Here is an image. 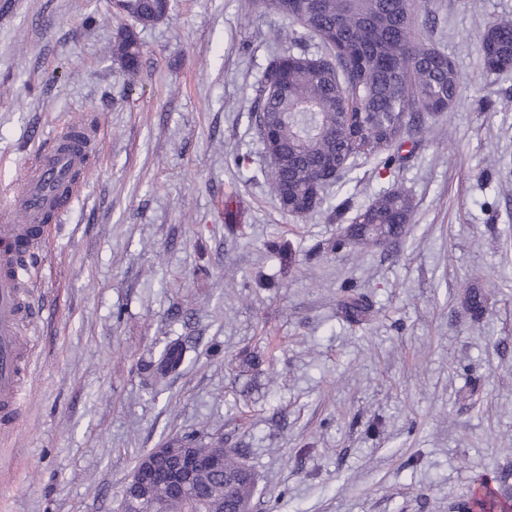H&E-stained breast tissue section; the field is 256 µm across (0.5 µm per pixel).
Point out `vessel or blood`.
<instances>
[{
    "mask_svg": "<svg viewBox=\"0 0 512 512\" xmlns=\"http://www.w3.org/2000/svg\"><path fill=\"white\" fill-rule=\"evenodd\" d=\"M95 126L64 129L39 154L21 188L0 209V420L12 423L21 394L18 290L21 257L46 245L56 219L81 189L78 175L97 144Z\"/></svg>",
    "mask_w": 512,
    "mask_h": 512,
    "instance_id": "1",
    "label": "vessel or blood"
}]
</instances>
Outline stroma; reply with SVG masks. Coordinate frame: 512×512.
Masks as SVG:
<instances>
[{
	"label": "stroma",
	"instance_id": "35a3bbf8",
	"mask_svg": "<svg viewBox=\"0 0 512 512\" xmlns=\"http://www.w3.org/2000/svg\"><path fill=\"white\" fill-rule=\"evenodd\" d=\"M417 15L461 75L458 103L391 169L360 162L293 218L255 131L258 83L289 48L262 0H170L132 26L133 77L111 0H0V203L61 128L101 130L27 259L28 396L0 428V512H118L140 455L184 435L241 454L252 512H467L478 474L512 502V71L487 74L476 40L512 0H419ZM394 186L413 200L406 234L332 249ZM179 337L183 364L151 384L144 361ZM112 56L122 65L128 75H136L139 71L142 49L133 30L122 27L112 45Z\"/></svg>",
	"mask_w": 512,
	"mask_h": 512
}]
</instances>
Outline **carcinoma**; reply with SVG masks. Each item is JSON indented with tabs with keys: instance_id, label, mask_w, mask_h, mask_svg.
<instances>
[{
	"instance_id": "obj_1",
	"label": "carcinoma",
	"mask_w": 512,
	"mask_h": 512,
	"mask_svg": "<svg viewBox=\"0 0 512 512\" xmlns=\"http://www.w3.org/2000/svg\"><path fill=\"white\" fill-rule=\"evenodd\" d=\"M289 29L280 37H306L326 49L276 57L257 88L256 130L269 156V187L283 212L305 216L327 202L326 192L352 180L356 161L401 150L422 133L425 117L448 112L461 96L462 79L448 56L416 37L415 0H267ZM116 9L143 26L168 13L164 0H115ZM487 72L512 69V19L487 25L479 37ZM112 56L131 76L142 49L136 34L121 28ZM412 201L399 189L378 193L341 232L338 244L360 249L396 241L411 223ZM186 347L165 346L148 365L158 377L176 371ZM206 455L219 466L203 470L196 494L206 512H236L251 500L255 479L234 450L216 440ZM155 500L164 512H188L190 501L171 497L157 483ZM469 512H512L495 488L478 475Z\"/></svg>"
}]
</instances>
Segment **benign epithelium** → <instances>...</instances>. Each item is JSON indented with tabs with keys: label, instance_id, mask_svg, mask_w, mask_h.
Instances as JSON below:
<instances>
[{
	"label": "benign epithelium",
	"instance_id": "7a95c632",
	"mask_svg": "<svg viewBox=\"0 0 512 512\" xmlns=\"http://www.w3.org/2000/svg\"><path fill=\"white\" fill-rule=\"evenodd\" d=\"M162 459L170 466L172 482L182 492H191L195 483L194 468L202 459L200 449L190 444L161 445L143 454L127 477L121 493V512H135L140 503L151 497L150 478Z\"/></svg>",
	"mask_w": 512,
	"mask_h": 512
}]
</instances>
